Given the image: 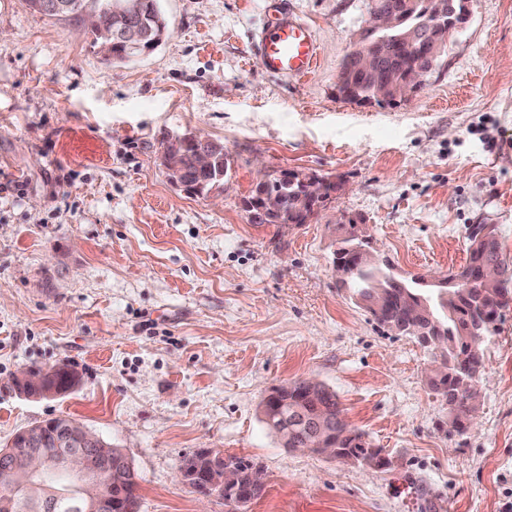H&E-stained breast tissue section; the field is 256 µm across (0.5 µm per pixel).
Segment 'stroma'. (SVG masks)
<instances>
[{
  "label": "stroma",
  "instance_id": "stroma-1",
  "mask_svg": "<svg viewBox=\"0 0 512 512\" xmlns=\"http://www.w3.org/2000/svg\"><path fill=\"white\" fill-rule=\"evenodd\" d=\"M168 35L105 63L78 17L0 0V446L56 417L123 449L139 512H226L178 477L200 450L244 457L263 494L239 512H507L512 506V311L485 344L464 435L428 386L431 352L336 283L330 226L369 224L398 268L465 265L471 225L512 260V0L469 18L423 86L393 105L338 98L368 0H286L320 62L293 81L248 55L265 0H161ZM223 142L208 199L173 186L163 138ZM343 181L310 223L254 224L245 202L282 171ZM80 386L16 394L28 367ZM315 378L391 459L357 468L284 448L258 408Z\"/></svg>",
  "mask_w": 512,
  "mask_h": 512
}]
</instances>
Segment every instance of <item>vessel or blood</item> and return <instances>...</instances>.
<instances>
[{"mask_svg": "<svg viewBox=\"0 0 512 512\" xmlns=\"http://www.w3.org/2000/svg\"><path fill=\"white\" fill-rule=\"evenodd\" d=\"M271 21L256 34L250 50L267 73L300 80L318 66L319 52L311 28L273 0Z\"/></svg>", "mask_w": 512, "mask_h": 512, "instance_id": "b4317fda", "label": "vessel or blood"}]
</instances>
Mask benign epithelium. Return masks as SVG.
Returning <instances> with one entry per match:
<instances>
[{
	"mask_svg": "<svg viewBox=\"0 0 512 512\" xmlns=\"http://www.w3.org/2000/svg\"><path fill=\"white\" fill-rule=\"evenodd\" d=\"M140 12L141 0H109L100 9L85 14L87 24L99 29L106 37L101 47L104 57H112L114 42L122 44L128 53L141 57L162 43L154 25L132 23ZM445 13L448 14V36L452 37L467 20V0H448L446 10L439 11L441 15ZM402 22L399 9H376L370 13L369 28L379 32L384 41L398 40L421 47L425 66L415 70L404 81L383 82L380 74L389 67L387 56L364 48L351 64V70L376 81L378 95L391 94L398 100L406 99L420 88L428 65L445 45L437 34L439 22L426 21L403 32L400 31ZM191 141L202 143V148L194 157V170L212 173L215 162L224 153L222 144L192 132L167 135L160 160L175 186L200 194L204 183L190 181L179 163L178 149ZM502 272L503 266L499 264L481 266L478 281L482 285L480 297L483 301L498 304L507 300L498 289L492 287ZM393 329L397 335L407 333L417 337L422 346L432 352L434 362L431 366H437L439 348L430 340V336L440 327L435 323L427 304L421 302L412 306L408 322L395 324ZM52 373L53 370L49 368L23 369L15 379L18 392L36 400L52 399L63 394L50 383ZM268 421L283 442L292 440L296 433L302 432L305 434L304 451L328 458L336 457L329 433L346 423L340 412L334 416H320L295 406L288 411L279 410L277 414L269 416ZM43 427H47V424L18 431L8 447L0 451V470L14 482V485L0 492V512H16L15 486H28L33 478L39 479L36 486L45 491L41 498L31 503L34 512H53L57 502L66 499L74 501L75 508L80 512H138L137 501L114 498L106 489V482L112 480V476L123 471L133 472V466L123 449L107 446L100 437L71 419L62 420L60 429L51 432L55 442V447L51 449L42 435ZM199 474L207 480V490L203 496L224 494L226 473L223 456L205 450L179 468L181 481L187 485Z\"/></svg>",
	"mask_w": 512,
	"mask_h": 512,
	"instance_id": "1",
	"label": "benign epithelium"
}]
</instances>
